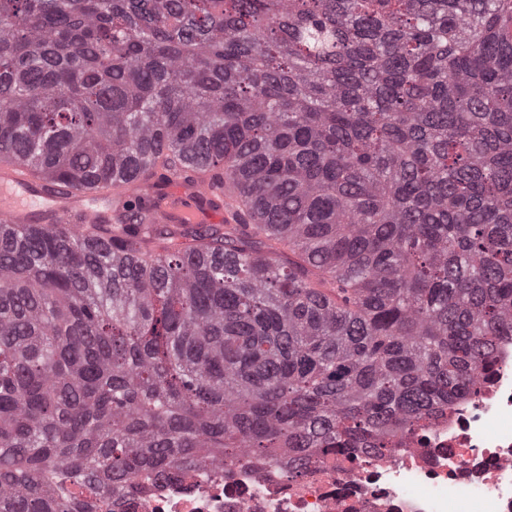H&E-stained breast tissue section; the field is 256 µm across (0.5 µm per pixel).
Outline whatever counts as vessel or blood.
Segmentation results:
<instances>
[{
    "label": "vessel or blood",
    "mask_w": 512,
    "mask_h": 512,
    "mask_svg": "<svg viewBox=\"0 0 512 512\" xmlns=\"http://www.w3.org/2000/svg\"><path fill=\"white\" fill-rule=\"evenodd\" d=\"M156 197L159 224H228L224 191L210 181L172 180L163 191L152 183L131 179L119 191L61 190L36 182L19 167L0 164V222L5 224H119L126 206L140 197Z\"/></svg>",
    "instance_id": "b4317fda"
}]
</instances>
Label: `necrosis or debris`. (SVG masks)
Returning a JSON list of instances; mask_svg holds the SVG:
<instances>
[{"instance_id": "obj_1", "label": "necrosis or debris", "mask_w": 512, "mask_h": 512, "mask_svg": "<svg viewBox=\"0 0 512 512\" xmlns=\"http://www.w3.org/2000/svg\"><path fill=\"white\" fill-rule=\"evenodd\" d=\"M479 394L360 463L328 457L296 477L275 462L145 472L114 512H512V336Z\"/></svg>"}]
</instances>
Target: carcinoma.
Wrapping results in <instances>:
<instances>
[{
	"mask_svg": "<svg viewBox=\"0 0 512 512\" xmlns=\"http://www.w3.org/2000/svg\"><path fill=\"white\" fill-rule=\"evenodd\" d=\"M0 162L240 213L0 223V512L376 457L512 336V0H0ZM153 224H229L231 213L224 207V188L209 180L186 182L173 179L156 199Z\"/></svg>",
	"mask_w": 512,
	"mask_h": 512,
	"instance_id": "obj_1",
	"label": "carcinoma"
}]
</instances>
